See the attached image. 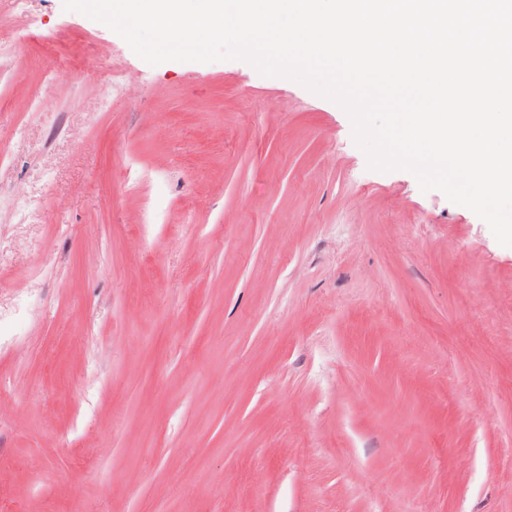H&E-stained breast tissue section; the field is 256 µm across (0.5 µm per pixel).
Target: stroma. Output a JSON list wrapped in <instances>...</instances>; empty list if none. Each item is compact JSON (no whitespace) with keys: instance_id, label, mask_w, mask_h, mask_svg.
<instances>
[{"instance_id":"1","label":"stroma","mask_w":512,"mask_h":512,"mask_svg":"<svg viewBox=\"0 0 512 512\" xmlns=\"http://www.w3.org/2000/svg\"><path fill=\"white\" fill-rule=\"evenodd\" d=\"M0 21V512H512V247L295 80Z\"/></svg>"}]
</instances>
